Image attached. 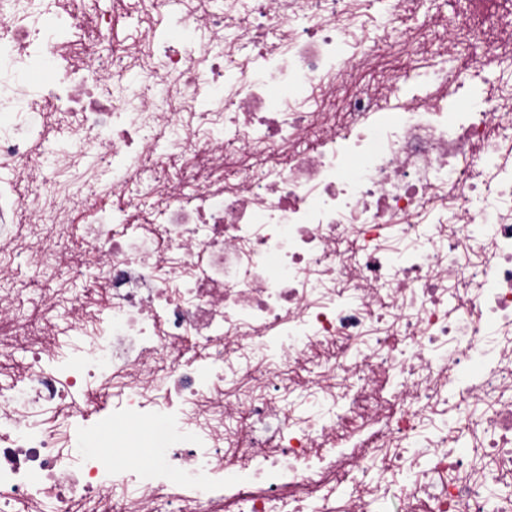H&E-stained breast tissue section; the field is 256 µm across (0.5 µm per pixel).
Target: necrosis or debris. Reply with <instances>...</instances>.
<instances>
[{
	"instance_id": "4bbe7bcc",
	"label": "necrosis or debris",
	"mask_w": 512,
	"mask_h": 512,
	"mask_svg": "<svg viewBox=\"0 0 512 512\" xmlns=\"http://www.w3.org/2000/svg\"><path fill=\"white\" fill-rule=\"evenodd\" d=\"M201 2L126 0L139 24L120 36L73 0L47 25L0 0V512H512L511 491L485 494L512 475V5ZM176 3L187 37L169 44ZM59 122L64 161L93 158L98 180L72 193L62 164L28 194ZM147 156L160 224L124 201ZM482 170L490 211L472 206ZM23 255L96 287L16 282ZM452 369L489 415L451 413ZM94 386L120 394L122 447L161 456L64 454L70 398ZM296 386L321 410L295 415ZM462 438L493 467L465 469ZM374 466L423 481L337 494Z\"/></svg>"
}]
</instances>
